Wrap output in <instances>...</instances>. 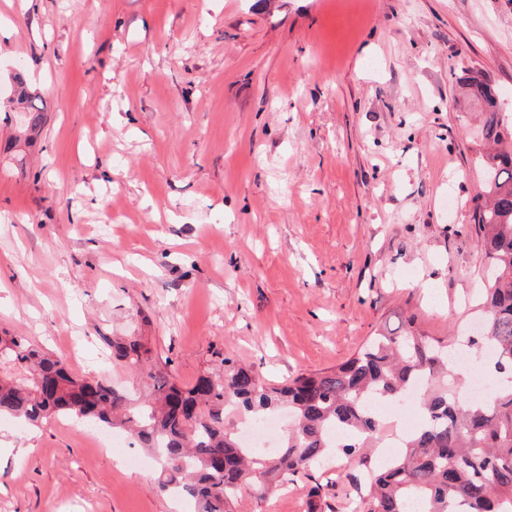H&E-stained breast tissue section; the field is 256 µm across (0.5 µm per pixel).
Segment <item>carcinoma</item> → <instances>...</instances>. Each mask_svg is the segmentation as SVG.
I'll return each instance as SVG.
<instances>
[{
    "label": "carcinoma",
    "mask_w": 512,
    "mask_h": 512,
    "mask_svg": "<svg viewBox=\"0 0 512 512\" xmlns=\"http://www.w3.org/2000/svg\"><path fill=\"white\" fill-rule=\"evenodd\" d=\"M469 88L484 103L481 139L488 152L479 163L489 198L476 203L474 220L493 276L481 303L483 329L468 336V344L493 351L482 370L512 375V116L499 112L489 81L473 79ZM38 99L21 90L4 111L26 113L34 129L43 112ZM107 344L113 361L153 381L149 399L140 403L121 387L78 377L62 358L0 333V417L36 425L75 416L98 429L126 428L132 444L158 457V491L193 499L197 512H234L241 489L264 497L332 448L366 467L360 512H408L414 498L423 512H512V390L490 406L465 402L447 382L445 345L412 324L398 333L380 330L347 361L283 385L226 356L224 375H201L183 386L147 367L149 349L139 337ZM423 378L422 424L404 439L397 458L372 469L367 449L380 439L383 422L366 402L378 397L395 405ZM228 406L253 420L288 408L293 423L278 452L257 454L227 432Z\"/></svg>",
    "instance_id": "cac0c4a2"
}]
</instances>
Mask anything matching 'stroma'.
Listing matches in <instances>:
<instances>
[{
    "mask_svg": "<svg viewBox=\"0 0 512 512\" xmlns=\"http://www.w3.org/2000/svg\"><path fill=\"white\" fill-rule=\"evenodd\" d=\"M40 128L0 112V330L107 378L139 336L189 385L221 353L271 383L345 361L376 330L444 340L478 317L474 224L488 77L512 113V0H0ZM58 417L0 420V512H193L149 461ZM348 512L360 467L330 450L235 512Z\"/></svg>",
    "mask_w": 512,
    "mask_h": 512,
    "instance_id": "stroma-1",
    "label": "stroma"
}]
</instances>
